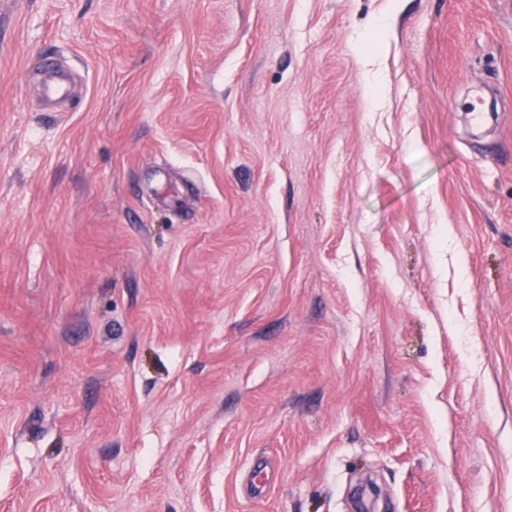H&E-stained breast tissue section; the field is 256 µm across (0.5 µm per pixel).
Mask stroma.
Here are the masks:
<instances>
[{
    "mask_svg": "<svg viewBox=\"0 0 512 512\" xmlns=\"http://www.w3.org/2000/svg\"><path fill=\"white\" fill-rule=\"evenodd\" d=\"M363 479L512 512V0H0V512Z\"/></svg>",
    "mask_w": 512,
    "mask_h": 512,
    "instance_id": "stroma-1",
    "label": "stroma"
}]
</instances>
